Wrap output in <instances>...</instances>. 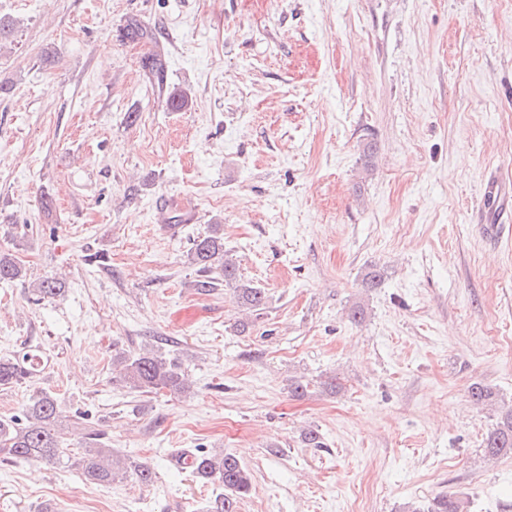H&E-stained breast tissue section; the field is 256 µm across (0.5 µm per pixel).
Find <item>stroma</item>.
<instances>
[{
    "label": "stroma",
    "mask_w": 512,
    "mask_h": 512,
    "mask_svg": "<svg viewBox=\"0 0 512 512\" xmlns=\"http://www.w3.org/2000/svg\"><path fill=\"white\" fill-rule=\"evenodd\" d=\"M0 16L16 24L0 254L25 272L0 287V356L46 363L0 390V416L50 393L84 414L71 448L95 430L154 473L98 486L0 460V512H207L217 485L171 462L201 447L253 473L238 512H402L441 492L512 512V458L483 448L495 409L468 397L479 382L512 401V237L491 230L512 212V0H0ZM134 18L151 39L127 38ZM213 224L265 290L260 315L198 288L188 253ZM47 276L65 288L34 302ZM144 349L190 391L112 380L113 351Z\"/></svg>",
    "instance_id": "stroma-1"
}]
</instances>
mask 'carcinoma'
Wrapping results in <instances>:
<instances>
[{
    "mask_svg": "<svg viewBox=\"0 0 512 512\" xmlns=\"http://www.w3.org/2000/svg\"><path fill=\"white\" fill-rule=\"evenodd\" d=\"M190 263L228 284H235L238 299L243 307L258 312L265 305L263 289L238 279L235 263L224 258L223 225L212 224L209 232L195 238L188 254ZM24 276L21 266L12 258L0 255V283L14 282ZM64 282L44 278L33 288L35 301L53 298L64 290ZM112 366L118 378L130 389L145 394L161 390L173 394L189 391L187 372L182 365L153 350H143L135 355L117 352L112 355ZM41 372V357L34 352L21 356L0 358V388H11L31 381ZM469 397L477 405L496 407V421L488 429L485 453L492 458H512V404L497 405L494 393L485 385H470ZM90 447L79 456L66 452L68 448L62 412L55 397L47 392L34 397L22 411V416L0 417V454L7 459L42 461L55 467H74L85 480L95 485H110L120 472H130L142 484L152 481L151 469L129 458L112 454L100 434L90 433ZM189 469L203 479L218 482L223 488L211 512H238L239 499L252 488V474L231 454H212L202 448L190 452ZM405 512H466L464 502L455 494L434 497L427 510L409 506Z\"/></svg>",
    "mask_w": 512,
    "mask_h": 512,
    "instance_id": "1",
    "label": "carcinoma"
}]
</instances>
